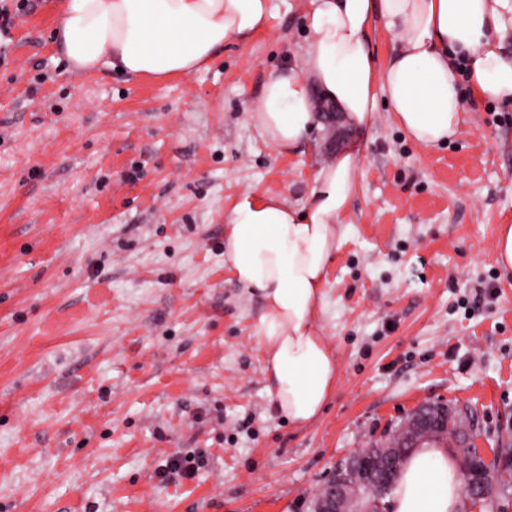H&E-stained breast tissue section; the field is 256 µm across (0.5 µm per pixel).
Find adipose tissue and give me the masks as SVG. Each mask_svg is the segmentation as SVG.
<instances>
[{
    "mask_svg": "<svg viewBox=\"0 0 512 512\" xmlns=\"http://www.w3.org/2000/svg\"><path fill=\"white\" fill-rule=\"evenodd\" d=\"M270 0H59L56 43L76 71L103 66L132 77L189 76L208 68L226 42H244L270 25ZM397 48L377 71L367 46L374 17ZM310 34L301 72L266 79L253 119L276 148L309 141L312 91L354 126L375 115L382 83L396 121L418 144L448 142L463 119L462 86L512 105V0H309ZM359 156L340 152L317 168L307 200L245 194L224 232V259L236 282L263 308L255 324L266 353L278 414L302 427L324 409L337 377L336 351L318 314L325 272L336 251V221L358 183ZM461 481L446 448L428 443L405 462L387 512H461Z\"/></svg>",
    "mask_w": 512,
    "mask_h": 512,
    "instance_id": "1",
    "label": "adipose tissue"
}]
</instances>
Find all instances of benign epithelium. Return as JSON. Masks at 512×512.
Returning <instances> with one entry per match:
<instances>
[{
    "instance_id": "benign-epithelium-1",
    "label": "benign epithelium",
    "mask_w": 512,
    "mask_h": 512,
    "mask_svg": "<svg viewBox=\"0 0 512 512\" xmlns=\"http://www.w3.org/2000/svg\"><path fill=\"white\" fill-rule=\"evenodd\" d=\"M469 434L464 428H455L449 417L434 415L420 409L406 422L404 431L397 434L396 443L382 445L389 462L400 467L409 448H419L426 441H451L460 450V471L465 494L477 500L489 499L495 494L492 477L497 468L512 463V456L497 454L487 459L476 449L467 446ZM375 458L355 451L348 461L338 465L332 477L320 491L314 512H373L372 498H381L386 492L383 482L374 477Z\"/></svg>"
}]
</instances>
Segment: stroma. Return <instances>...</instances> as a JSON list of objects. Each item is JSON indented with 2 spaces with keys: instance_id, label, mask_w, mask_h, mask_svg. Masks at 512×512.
I'll return each mask as SVG.
<instances>
[{
  "instance_id": "obj_1",
  "label": "stroma",
  "mask_w": 512,
  "mask_h": 512,
  "mask_svg": "<svg viewBox=\"0 0 512 512\" xmlns=\"http://www.w3.org/2000/svg\"><path fill=\"white\" fill-rule=\"evenodd\" d=\"M309 0L190 76L70 70L56 0H0V512H311L349 453L422 404L512 433V107L465 95L423 147L384 92L340 149L361 157L319 315L338 377L296 428L271 401L262 308L224 263L244 193L302 204L328 129L289 151L252 114L298 67ZM184 458L189 473L164 475ZM497 262L505 269H512V225L500 227L495 244Z\"/></svg>"
}]
</instances>
